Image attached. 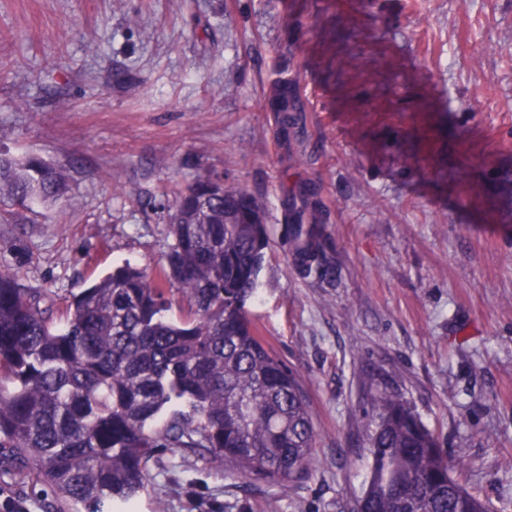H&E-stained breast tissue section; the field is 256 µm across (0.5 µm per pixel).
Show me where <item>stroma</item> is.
Returning <instances> with one entry per match:
<instances>
[{"label": "stroma", "instance_id": "obj_1", "mask_svg": "<svg viewBox=\"0 0 512 512\" xmlns=\"http://www.w3.org/2000/svg\"><path fill=\"white\" fill-rule=\"evenodd\" d=\"M278 83L285 119L266 104ZM0 152L67 174L58 205L0 198V261L56 319L117 265H165L173 192L195 178L263 212L246 310L309 395V476L271 485L169 448L107 512H352L376 388L410 402L490 512H512V0H0ZM301 182L329 284L287 251ZM0 488L59 512L4 456Z\"/></svg>", "mask_w": 512, "mask_h": 512}]
</instances>
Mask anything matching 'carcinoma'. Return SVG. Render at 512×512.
<instances>
[{"instance_id":"cac0c4a2","label":"carcinoma","mask_w":512,"mask_h":512,"mask_svg":"<svg viewBox=\"0 0 512 512\" xmlns=\"http://www.w3.org/2000/svg\"><path fill=\"white\" fill-rule=\"evenodd\" d=\"M271 109L294 111L288 86ZM66 190L57 166L0 153V196L53 205ZM311 186L284 200L286 244L298 271L333 278ZM240 187L198 178L175 191L167 269L150 278L126 263L72 295L56 323L44 297L0 263V449L61 504L102 512L148 482L157 448L203 450L229 473L269 483L308 475L314 419L307 392L263 345L246 311L257 293L265 225ZM190 309L168 318L171 295ZM357 427L368 473L365 512H486L451 475L435 434L403 396L367 394Z\"/></svg>"}]
</instances>
